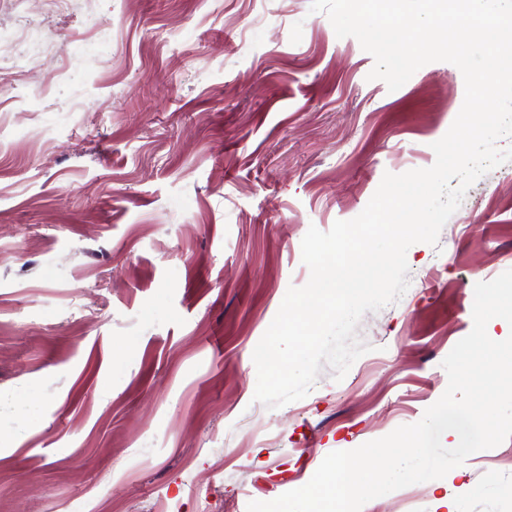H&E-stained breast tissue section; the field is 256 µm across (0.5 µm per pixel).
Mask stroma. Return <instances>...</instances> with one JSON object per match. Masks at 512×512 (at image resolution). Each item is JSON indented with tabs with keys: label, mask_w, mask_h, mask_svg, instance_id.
Wrapping results in <instances>:
<instances>
[{
	"label": "stroma",
	"mask_w": 512,
	"mask_h": 512,
	"mask_svg": "<svg viewBox=\"0 0 512 512\" xmlns=\"http://www.w3.org/2000/svg\"><path fill=\"white\" fill-rule=\"evenodd\" d=\"M311 0H0V512H247L325 456L418 422L512 269V161L466 192L409 287L366 312L373 350L303 399L254 402L253 351L301 241L358 216L384 173L434 164L461 71L398 90ZM368 512H512V438Z\"/></svg>",
	"instance_id": "stroma-1"
}]
</instances>
